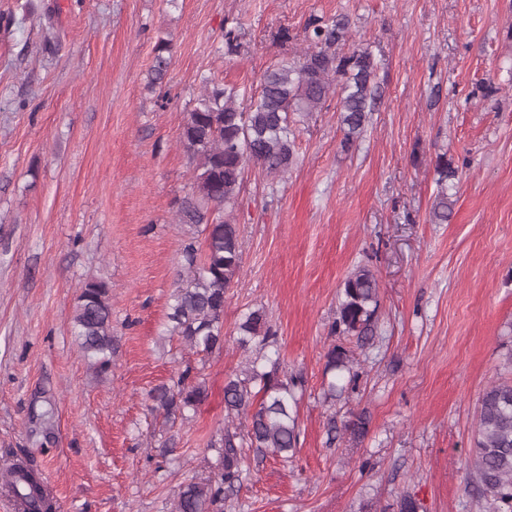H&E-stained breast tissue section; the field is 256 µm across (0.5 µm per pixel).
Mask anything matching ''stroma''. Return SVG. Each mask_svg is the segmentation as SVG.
Listing matches in <instances>:
<instances>
[{"instance_id": "stroma-1", "label": "stroma", "mask_w": 512, "mask_h": 512, "mask_svg": "<svg viewBox=\"0 0 512 512\" xmlns=\"http://www.w3.org/2000/svg\"><path fill=\"white\" fill-rule=\"evenodd\" d=\"M341 16L342 52L378 64L371 121L343 151L329 99L295 117L287 175L246 169L224 348L190 353L164 333L182 248L203 238L176 217L192 183L184 112L206 77L254 94L306 49L310 20ZM160 36L171 63L152 90ZM440 155L457 171L444 224L430 218ZM359 266L379 285L376 338L360 351L332 332ZM88 280L110 287L102 375L72 328ZM257 307L306 379L300 450L254 467L227 512H375L406 490L424 512H489L466 473L481 396L512 380V0H0V463L31 461L53 512H169L215 456L224 381L246 358L237 326ZM338 345L355 349L359 378L329 404ZM188 365L207 398L188 419L153 417L149 390ZM37 393L57 405L45 450L29 437ZM362 411L364 439L327 444L329 417Z\"/></svg>"}]
</instances>
